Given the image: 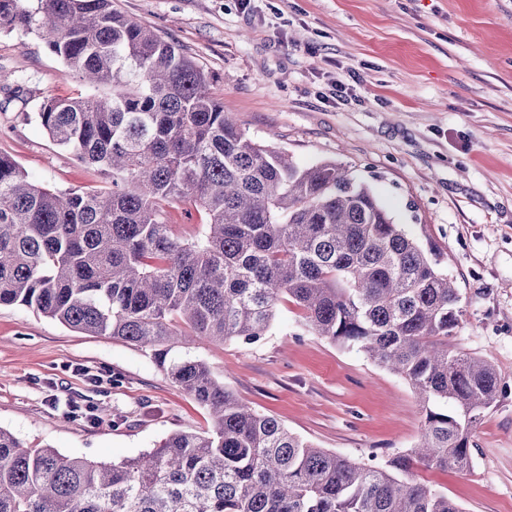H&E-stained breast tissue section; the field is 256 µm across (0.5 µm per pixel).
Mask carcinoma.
Wrapping results in <instances>:
<instances>
[{"mask_svg":"<svg viewBox=\"0 0 512 512\" xmlns=\"http://www.w3.org/2000/svg\"><path fill=\"white\" fill-rule=\"evenodd\" d=\"M39 37L94 92L46 100L49 138L111 178L35 183L0 153V306L149 347L214 418L120 462L29 448L0 428V512H461L415 470H464L500 392L454 349L460 296L374 191L334 161L301 166L224 111L197 61L112 0H0V32ZM193 204L184 237L167 206ZM288 301L305 325L404 378L424 422L383 465L315 448L255 412L202 359L267 335Z\"/></svg>","mask_w":512,"mask_h":512,"instance_id":"carcinoma-1","label":"carcinoma"}]
</instances>
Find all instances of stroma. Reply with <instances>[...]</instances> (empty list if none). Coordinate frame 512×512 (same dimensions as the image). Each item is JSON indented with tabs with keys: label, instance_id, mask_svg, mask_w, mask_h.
Returning a JSON list of instances; mask_svg holds the SVG:
<instances>
[{
	"label": "stroma",
	"instance_id": "stroma-1",
	"mask_svg": "<svg viewBox=\"0 0 512 512\" xmlns=\"http://www.w3.org/2000/svg\"><path fill=\"white\" fill-rule=\"evenodd\" d=\"M192 56L256 141L300 165L333 160L453 277L456 347L487 359L503 395L461 472L419 470L461 512H512V0H113ZM348 90L337 94L336 82ZM34 35L0 34V153L59 189L104 178L35 121L85 94ZM226 387L313 446L385 462L416 444L410 385L310 333L281 303L257 343H201ZM213 426L150 349L0 307V428L31 448L118 462Z\"/></svg>",
	"mask_w": 512,
	"mask_h": 512
}]
</instances>
